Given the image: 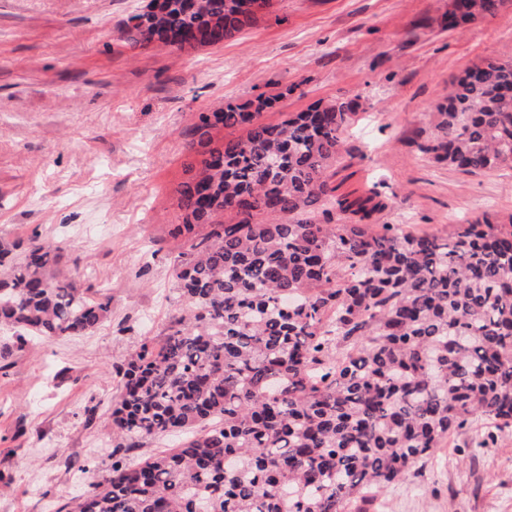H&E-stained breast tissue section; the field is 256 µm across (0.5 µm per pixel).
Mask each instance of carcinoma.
Wrapping results in <instances>:
<instances>
[{"mask_svg":"<svg viewBox=\"0 0 512 512\" xmlns=\"http://www.w3.org/2000/svg\"><path fill=\"white\" fill-rule=\"evenodd\" d=\"M255 2L148 0L121 38L219 46L253 23ZM503 3L453 0L448 29ZM272 102L199 117L201 166L172 229L188 235L175 259L185 306L115 369L111 474L56 512H363L370 489L409 482L474 421L512 428V224L372 223L383 203L334 185L353 101L266 124ZM217 125L247 134L215 145ZM416 147L467 173L512 167V59L456 78ZM57 260L36 235L0 246V329L15 336L0 360L109 314L112 297ZM161 437L178 441L131 456Z\"/></svg>","mask_w":512,"mask_h":512,"instance_id":"carcinoma-1","label":"carcinoma"}]
</instances>
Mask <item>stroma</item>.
Instances as JSON below:
<instances>
[{
    "label": "stroma",
    "instance_id": "obj_1",
    "mask_svg": "<svg viewBox=\"0 0 512 512\" xmlns=\"http://www.w3.org/2000/svg\"><path fill=\"white\" fill-rule=\"evenodd\" d=\"M452 0H272L220 46L129 49L147 0H0V242L32 235L61 270L107 291L87 336L33 339L0 367V512H55L112 459L115 365L177 307V189L200 114L274 97L262 122L319 101H354L342 195L378 192L377 224L447 231L452 219L512 222V168L464 173L415 145L454 76L512 59V0L449 31ZM377 512H512V430L485 448L444 445Z\"/></svg>",
    "mask_w": 512,
    "mask_h": 512
}]
</instances>
